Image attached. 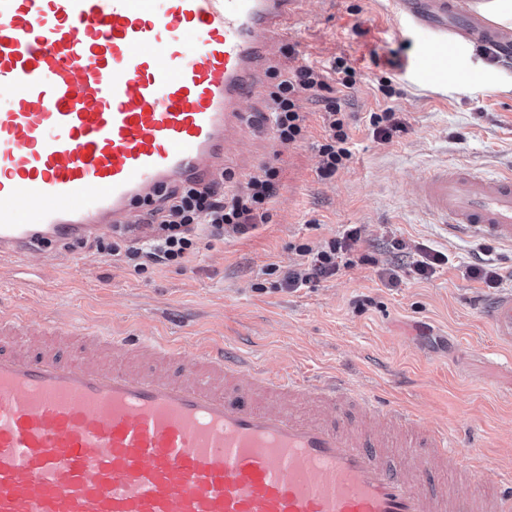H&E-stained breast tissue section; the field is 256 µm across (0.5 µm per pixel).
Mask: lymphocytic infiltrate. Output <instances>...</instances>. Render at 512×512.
I'll use <instances>...</instances> for the list:
<instances>
[{"label":"lymphocytic infiltrate","instance_id":"obj_1","mask_svg":"<svg viewBox=\"0 0 512 512\" xmlns=\"http://www.w3.org/2000/svg\"><path fill=\"white\" fill-rule=\"evenodd\" d=\"M335 82L346 89L357 84V71L345 58H337L329 72L310 66L298 67L288 76L279 77L269 93V113L258 117L259 122L271 124L280 143L289 144L302 139L306 131L300 99L321 102L324 136L318 150L317 172L325 179L345 168L351 158L349 115L343 110L342 98L329 94ZM279 176V167L270 162L258 174L250 176L242 190L231 194L215 184L207 187L187 184L171 191L165 208L146 212L144 221L150 225L151 235L141 246L130 250V259L135 260L140 270L153 264L179 265L195 252L198 231H207L211 237L220 239L225 233L244 234L268 223L269 206L279 191ZM358 234V229H349L342 239L331 240L316 249L298 245L296 251L305 257L306 263L301 270L288 274L286 287L295 290L335 275Z\"/></svg>","mask_w":512,"mask_h":512}]
</instances>
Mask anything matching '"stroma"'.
<instances>
[{"instance_id":"1","label":"stroma","mask_w":512,"mask_h":512,"mask_svg":"<svg viewBox=\"0 0 512 512\" xmlns=\"http://www.w3.org/2000/svg\"><path fill=\"white\" fill-rule=\"evenodd\" d=\"M288 27L270 66L326 70L342 56L363 76L347 97L352 158L345 169L318 177L322 109L300 99L303 140L279 143L270 125L258 124L227 149L235 174L257 173L270 161L280 167L268 223L221 241L202 236L182 265L143 271L87 242L7 258L0 310L22 309L35 323L50 313L103 332L217 336L269 369L342 373L359 396L405 402L422 425L477 430L481 477L492 481L512 467V360L483 310L512 290V248L450 236L421 203L418 185L443 163L489 177L512 169V60L464 43L453 65L427 72V34L394 17L389 0H302ZM394 53L400 64L392 68L386 61ZM386 74L396 90L389 99L378 89ZM387 107L404 129L384 140L369 117ZM352 227L360 230L348 253L352 267L311 288L284 287L302 261L297 245L321 246ZM435 253L445 263L426 278L414 273V261ZM479 263L498 268V287L467 276Z\"/></svg>"}]
</instances>
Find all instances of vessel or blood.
I'll return each instance as SVG.
<instances>
[{
	"label": "vessel or blood",
	"instance_id": "obj_1",
	"mask_svg": "<svg viewBox=\"0 0 512 512\" xmlns=\"http://www.w3.org/2000/svg\"><path fill=\"white\" fill-rule=\"evenodd\" d=\"M299 2L0 0V89L13 93L0 105V259L134 223L138 203L210 184ZM392 4L428 30L433 54L455 31L512 42L455 0ZM421 198L450 233L512 248L511 170L439 167ZM487 316L512 340V292ZM270 395L288 408L269 409ZM354 404L339 375L271 372L220 338L1 311L0 512H512V469L484 483L447 427L421 429L378 398L360 405L378 433L349 417Z\"/></svg>",
	"mask_w": 512,
	"mask_h": 512
}]
</instances>
